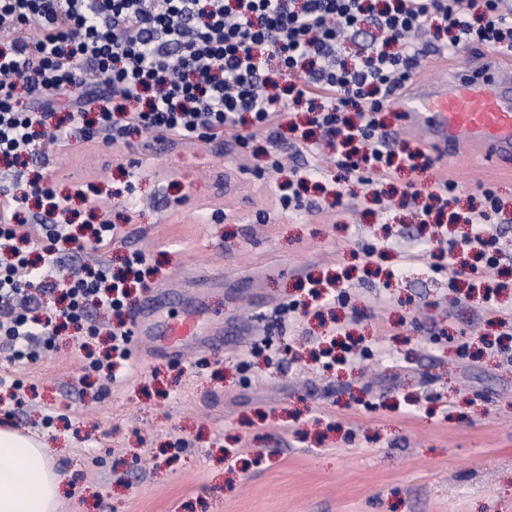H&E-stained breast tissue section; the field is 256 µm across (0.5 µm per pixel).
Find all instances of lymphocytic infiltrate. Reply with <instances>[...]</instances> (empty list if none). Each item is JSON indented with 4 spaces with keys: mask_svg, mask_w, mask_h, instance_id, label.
I'll return each mask as SVG.
<instances>
[{
    "mask_svg": "<svg viewBox=\"0 0 512 512\" xmlns=\"http://www.w3.org/2000/svg\"><path fill=\"white\" fill-rule=\"evenodd\" d=\"M472 8V0H386L379 11L370 0H0V30L15 35L0 46V160L30 150L62 109L105 142L127 130L163 143L233 129L245 147L289 104L304 103L320 132L316 146L334 154L344 177L370 187L396 161L423 170L431 156L390 141L380 115L429 53L430 32L445 34L452 51L480 43L512 52V6L483 0L480 14ZM365 25L366 43L341 57ZM101 83L112 102L91 119L84 103ZM455 188L409 183L401 197L425 221L447 208ZM482 197L483 212L457 245L479 249L491 270L497 236L487 219L501 201L491 190ZM23 204L12 197L0 212V251L11 255L0 262V338L11 360L33 362L67 326L98 336L90 307L119 316L131 294L126 275L105 265L47 280L29 258L32 235L17 220ZM53 287L55 310L26 303L28 290Z\"/></svg>",
    "mask_w": 512,
    "mask_h": 512,
    "instance_id": "1",
    "label": "lymphocytic infiltrate"
}]
</instances>
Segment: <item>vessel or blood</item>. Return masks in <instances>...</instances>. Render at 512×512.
Instances as JSON below:
<instances>
[{
  "mask_svg": "<svg viewBox=\"0 0 512 512\" xmlns=\"http://www.w3.org/2000/svg\"><path fill=\"white\" fill-rule=\"evenodd\" d=\"M391 107L428 135L440 159L464 141L480 148L483 161L512 165V64L465 67L421 94L398 96ZM196 333V320L187 317L170 323L162 339L179 358L187 337Z\"/></svg>",
  "mask_w": 512,
  "mask_h": 512,
  "instance_id": "vessel-or-blood-1",
  "label": "vessel or blood"
}]
</instances>
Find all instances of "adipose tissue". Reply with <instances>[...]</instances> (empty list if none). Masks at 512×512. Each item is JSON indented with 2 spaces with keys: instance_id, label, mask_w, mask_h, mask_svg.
Segmentation results:
<instances>
[{
  "instance_id": "1",
  "label": "adipose tissue",
  "mask_w": 512,
  "mask_h": 512,
  "mask_svg": "<svg viewBox=\"0 0 512 512\" xmlns=\"http://www.w3.org/2000/svg\"><path fill=\"white\" fill-rule=\"evenodd\" d=\"M61 481L47 442L0 429V512H55Z\"/></svg>"
}]
</instances>
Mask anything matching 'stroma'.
<instances>
[{
  "mask_svg": "<svg viewBox=\"0 0 512 512\" xmlns=\"http://www.w3.org/2000/svg\"><path fill=\"white\" fill-rule=\"evenodd\" d=\"M490 55L434 51L408 89ZM267 138L160 146L147 131L105 143L75 130L0 164L10 192L40 178L76 223L115 224L98 248L59 242V273L142 252L150 274L132 299L146 303V325L191 315L202 334L223 333L219 350L191 344L180 360L136 337L113 383L89 367L75 329L24 367L0 344V378L24 382L13 395L0 385L7 427L59 450L56 512H512V175L464 154L390 170L373 189L349 181L337 199L323 191L334 164L285 131L289 165L273 171ZM296 171L314 181L295 211L279 197ZM446 178L459 210L487 188L505 204L490 218L504 270L491 300L437 268L460 230H423L391 194ZM330 276L345 302L320 318L279 314ZM333 327L359 355L327 367L310 355ZM263 342L284 359L253 355Z\"/></svg>",
  "mask_w": 512,
  "mask_h": 512,
  "instance_id": "obj_1",
  "label": "stroma"
}]
</instances>
